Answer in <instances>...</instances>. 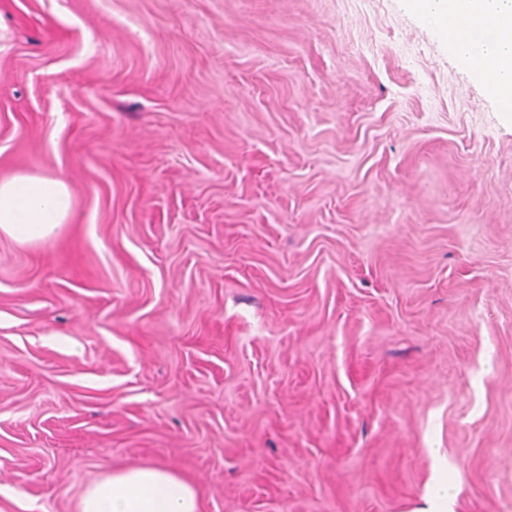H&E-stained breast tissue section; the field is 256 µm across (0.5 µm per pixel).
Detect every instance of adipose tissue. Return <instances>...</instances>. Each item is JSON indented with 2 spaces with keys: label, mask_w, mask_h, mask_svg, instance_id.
Masks as SVG:
<instances>
[{
  "label": "adipose tissue",
  "mask_w": 512,
  "mask_h": 512,
  "mask_svg": "<svg viewBox=\"0 0 512 512\" xmlns=\"http://www.w3.org/2000/svg\"><path fill=\"white\" fill-rule=\"evenodd\" d=\"M406 8L471 68L478 79L512 95V0H404ZM499 24L494 43L475 54L458 41L461 27ZM72 193L57 175L17 173L0 179V234L21 244L46 242L66 224ZM79 512H199L198 493L162 465L140 464L109 473L83 492Z\"/></svg>",
  "instance_id": "1"
}]
</instances>
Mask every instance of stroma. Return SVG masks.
I'll return each mask as SVG.
<instances>
[{"label": "stroma", "mask_w": 512, "mask_h": 512, "mask_svg": "<svg viewBox=\"0 0 512 512\" xmlns=\"http://www.w3.org/2000/svg\"><path fill=\"white\" fill-rule=\"evenodd\" d=\"M0 512H512V112L403 0H0ZM72 208V193L61 176L17 173L0 179V234L20 244L54 238ZM79 512H199L198 493L162 465L112 471L83 492Z\"/></svg>", "instance_id": "stroma-1"}]
</instances>
